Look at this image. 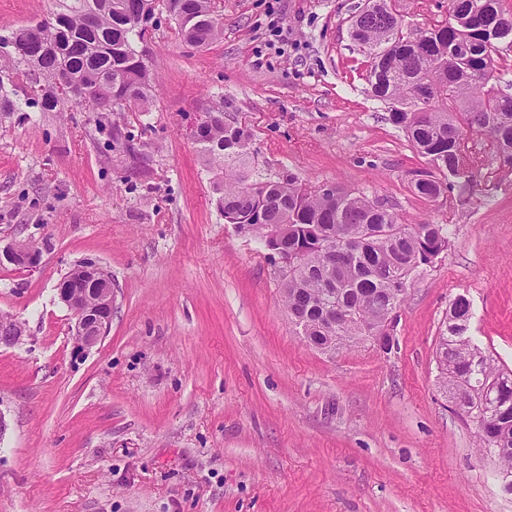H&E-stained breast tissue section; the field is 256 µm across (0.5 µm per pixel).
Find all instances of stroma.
I'll use <instances>...</instances> for the list:
<instances>
[{
	"instance_id": "obj_1",
	"label": "stroma",
	"mask_w": 512,
	"mask_h": 512,
	"mask_svg": "<svg viewBox=\"0 0 512 512\" xmlns=\"http://www.w3.org/2000/svg\"><path fill=\"white\" fill-rule=\"evenodd\" d=\"M359 0H216L224 37L195 48L160 17L133 153L89 112L0 118V313L25 323L0 350V512H512L475 428L441 378L453 300L512 369V172L479 164L438 200L424 160L370 98L349 27ZM252 132L255 171L296 173L449 225L417 271L390 345L324 352L297 336L261 240L225 223L192 129L216 100ZM112 275V326L81 349L60 280ZM30 245L39 252L38 247L33 243ZM33 248H30L27 242L18 241L6 249H3L1 252V258L3 257L5 260L15 265L35 267L40 260V252L38 253Z\"/></svg>"
}]
</instances>
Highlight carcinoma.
I'll return each instance as SVG.
<instances>
[{
  "label": "carcinoma",
  "mask_w": 512,
  "mask_h": 512,
  "mask_svg": "<svg viewBox=\"0 0 512 512\" xmlns=\"http://www.w3.org/2000/svg\"><path fill=\"white\" fill-rule=\"evenodd\" d=\"M504 0H448L459 24L434 19L414 31L399 0H364L355 13L356 49L369 58L365 79L426 166L413 171L416 190L434 200L449 179L469 180L467 134L491 139L490 164L512 172V65L488 41L475 18L512 30ZM167 14L178 36L207 46L224 36L212 0H55L43 19L12 27L0 43H37L26 56L0 52V114L35 108L62 112L74 102L111 128L112 143L131 149L117 118L146 111L157 74L136 43ZM24 87L27 98L16 95ZM201 148L222 174L224 223L275 236L264 242L288 256L278 270L281 298L299 334L311 345L334 348L365 336H390L396 309L412 274L450 246L447 224H406L394 207L340 185L323 193L291 172L274 179L225 170L224 161L250 152L252 133L224 113L206 112ZM471 303L457 297L436 354L444 383L458 391L456 407L476 428L478 447L512 474V370L501 367L468 335Z\"/></svg>",
  "instance_id": "obj_1"
}]
</instances>
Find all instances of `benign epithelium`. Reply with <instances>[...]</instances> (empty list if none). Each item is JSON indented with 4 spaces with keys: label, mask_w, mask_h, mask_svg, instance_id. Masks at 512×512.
<instances>
[{
    "label": "benign epithelium",
    "mask_w": 512,
    "mask_h": 512,
    "mask_svg": "<svg viewBox=\"0 0 512 512\" xmlns=\"http://www.w3.org/2000/svg\"><path fill=\"white\" fill-rule=\"evenodd\" d=\"M486 33L490 41L501 44L512 42V31L489 24ZM0 256L15 265L34 267L40 254L28 243L18 241L0 251ZM83 278L91 279L93 288H81L73 280L61 281L58 288L59 299L70 309L74 324L72 335L82 348H92L108 335L112 325V274L103 266L87 262L81 267ZM24 327L10 314L0 316V348H12L23 337Z\"/></svg>",
    "instance_id": "1"
}]
</instances>
